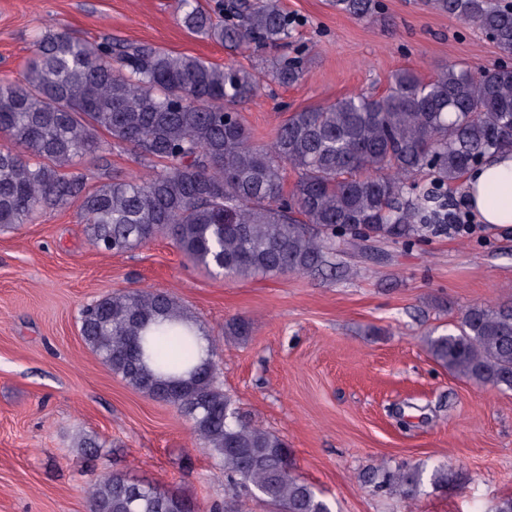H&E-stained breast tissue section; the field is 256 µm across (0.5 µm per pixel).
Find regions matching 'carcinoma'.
Wrapping results in <instances>:
<instances>
[{
  "label": "carcinoma",
  "mask_w": 512,
  "mask_h": 512,
  "mask_svg": "<svg viewBox=\"0 0 512 512\" xmlns=\"http://www.w3.org/2000/svg\"><path fill=\"white\" fill-rule=\"evenodd\" d=\"M340 13L371 19L378 0H330ZM491 37L512 59V2L430 0ZM190 34L227 48H278L292 20L280 0H232L216 20L199 0H181ZM268 75L298 81L297 60L274 59ZM257 88L251 72L147 42L89 41L46 31L21 78L0 79V230L46 208L79 202L99 252L121 254L159 235L208 275L245 279L284 273L348 274L371 243H410L448 223L444 199L488 154L512 151V66L447 65L424 81L393 73L379 98L351 95L292 114L257 146L231 106ZM130 150L146 173L112 171L109 155ZM92 159L98 181L71 172ZM297 180L285 190V173ZM249 319L224 322L244 340ZM85 344L128 386L181 413L219 476L274 512H333L292 471L277 433L246 420L219 383L220 346L196 354L202 324L166 291L107 295L80 315ZM432 358L458 377L512 390V303L467 307L453 328L427 339ZM133 468L83 487L89 512H197L178 491L138 480ZM448 465L381 463L363 474L376 493L416 504L443 490Z\"/></svg>",
  "instance_id": "carcinoma-1"
}]
</instances>
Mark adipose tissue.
Masks as SVG:
<instances>
[{
    "instance_id": "obj_1",
    "label": "adipose tissue",
    "mask_w": 512,
    "mask_h": 512,
    "mask_svg": "<svg viewBox=\"0 0 512 512\" xmlns=\"http://www.w3.org/2000/svg\"><path fill=\"white\" fill-rule=\"evenodd\" d=\"M492 183L501 190V197L495 202L485 194L486 186ZM464 190L468 206L483 223L496 227L512 225V153L492 155L470 170Z\"/></svg>"
}]
</instances>
